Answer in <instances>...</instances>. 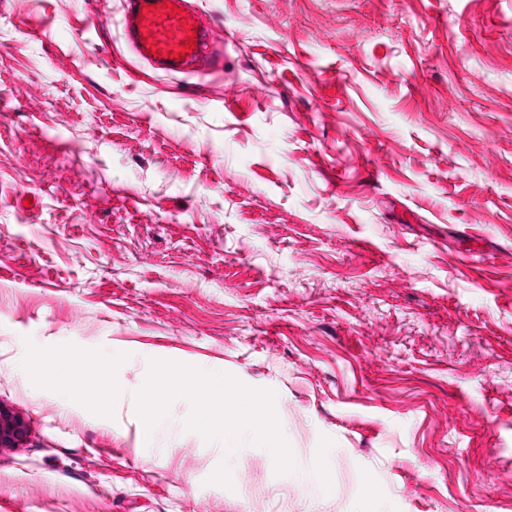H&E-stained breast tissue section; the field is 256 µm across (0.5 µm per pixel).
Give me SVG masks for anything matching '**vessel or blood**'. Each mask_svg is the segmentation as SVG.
<instances>
[{"instance_id": "vessel-or-blood-1", "label": "vessel or blood", "mask_w": 512, "mask_h": 512, "mask_svg": "<svg viewBox=\"0 0 512 512\" xmlns=\"http://www.w3.org/2000/svg\"><path fill=\"white\" fill-rule=\"evenodd\" d=\"M124 29L136 54L171 72L210 60L214 39L187 0H126Z\"/></svg>"}]
</instances>
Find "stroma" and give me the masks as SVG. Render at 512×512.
I'll list each match as a JSON object with an SVG mask.
<instances>
[{"mask_svg":"<svg viewBox=\"0 0 512 512\" xmlns=\"http://www.w3.org/2000/svg\"><path fill=\"white\" fill-rule=\"evenodd\" d=\"M193 2L207 73L137 58L124 0H0V512H512V0ZM164 363L287 457L183 396L149 427ZM66 358L67 354L65 353L47 354L38 349L32 353L29 365L43 381L51 383L62 394L79 401L83 397L85 384L73 383L63 377L58 371V365L66 360ZM200 378L193 369H183L175 379L178 391L209 402L218 401L215 412L205 416H189L184 419V426L194 430L210 427L213 419L224 415V449L238 448L247 437L257 438L266 443V448L273 456L288 454V438L277 432L278 424L272 414L261 416L257 410L262 403L253 395L241 391H230L224 375L213 373L210 380L200 384ZM232 415L230 422L226 416Z\"/></svg>","mask_w":512,"mask_h":512,"instance_id":"35a3bbf8","label":"stroma"}]
</instances>
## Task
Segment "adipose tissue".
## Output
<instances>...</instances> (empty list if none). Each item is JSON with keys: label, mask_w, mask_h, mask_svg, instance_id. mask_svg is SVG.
<instances>
[{"label": "adipose tissue", "mask_w": 512, "mask_h": 512, "mask_svg": "<svg viewBox=\"0 0 512 512\" xmlns=\"http://www.w3.org/2000/svg\"><path fill=\"white\" fill-rule=\"evenodd\" d=\"M65 359L64 353L48 354L35 350L29 365L39 378L57 387L62 394L74 400H81L83 385L73 383L63 377L58 366ZM178 391L199 399L216 403V412L226 415L224 425V446L235 448L246 438L253 437L265 442L269 452L283 456L288 452V439L278 433V424L273 415H259L260 401L253 395L231 390L223 375L212 374L208 381H200L195 370L184 369L175 379Z\"/></svg>", "instance_id": "1"}]
</instances>
